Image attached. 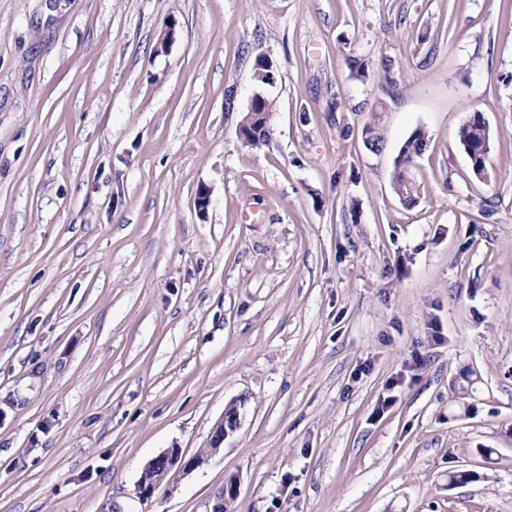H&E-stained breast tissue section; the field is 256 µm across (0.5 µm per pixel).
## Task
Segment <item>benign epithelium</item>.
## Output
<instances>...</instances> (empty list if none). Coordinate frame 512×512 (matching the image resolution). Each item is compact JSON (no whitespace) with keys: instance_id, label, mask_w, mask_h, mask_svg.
<instances>
[{"instance_id":"benign-epithelium-1","label":"benign epithelium","mask_w":512,"mask_h":512,"mask_svg":"<svg viewBox=\"0 0 512 512\" xmlns=\"http://www.w3.org/2000/svg\"><path fill=\"white\" fill-rule=\"evenodd\" d=\"M239 425V406L233 403L213 425L208 448L205 451L188 456L179 448H168L151 460L145 470L154 472L155 477L150 481L140 480L136 483L134 489L136 497L146 501L153 496L163 482L172 484L175 479L201 468L223 447L224 440L234 433Z\"/></svg>"}]
</instances>
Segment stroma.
<instances>
[{"label": "stroma", "mask_w": 512, "mask_h": 512, "mask_svg": "<svg viewBox=\"0 0 512 512\" xmlns=\"http://www.w3.org/2000/svg\"><path fill=\"white\" fill-rule=\"evenodd\" d=\"M231 481L227 512H512V0H0V512ZM253 107L251 109L248 108V113L243 119L242 122L246 120V118L254 112L253 117L250 121L243 124L241 127V137L245 146L250 147L251 149H261L263 146L267 145L268 141V130L262 129L261 118L257 115H261L262 112H270L271 102L266 95L261 92H256V97L252 99ZM477 113L469 115L460 130L461 143L464 149L469 150V159L472 169L474 167L485 168L487 145L489 141V128L484 118H479ZM427 134L418 129L402 145L398 160L392 173V182L397 194L406 202L412 201L416 192L415 186L408 178V169L414 160L423 154L427 144ZM239 425L240 412L236 402L231 404L213 425L205 452L187 456L179 448H168L151 460L143 472L152 471L155 477L150 481L139 480L136 483L134 489L136 497L142 501L150 499L165 480L173 488L175 479L201 468L209 458L223 448L224 440L233 434Z\"/></svg>", "instance_id": "35a3bbf8"}]
</instances>
